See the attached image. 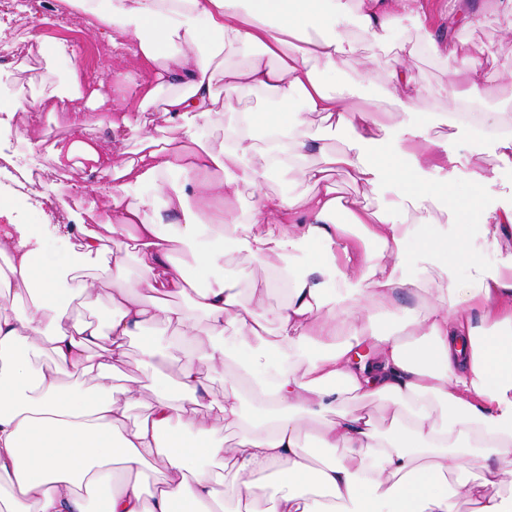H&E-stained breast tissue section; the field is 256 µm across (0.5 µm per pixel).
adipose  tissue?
<instances>
[{
	"mask_svg": "<svg viewBox=\"0 0 512 512\" xmlns=\"http://www.w3.org/2000/svg\"><path fill=\"white\" fill-rule=\"evenodd\" d=\"M64 2L93 15L98 29L134 36L133 44L116 41L112 48L152 71L145 100L163 81L183 85L163 101L176 128L187 132L193 120L222 114L250 87L299 101L328 130L344 134L348 149L336 162L355 183L373 189L408 182L418 201L435 196V186L417 178L418 155L389 139L385 113L346 107L328 84L355 50L354 39L337 31L338 20H352L380 41L393 15L427 25L425 0H111L105 13L94 0ZM228 44L258 53L247 66L228 69L220 59ZM104 85L72 72L61 97L74 119L105 105ZM254 151L261 167L230 170V161ZM139 152L121 160L84 139L54 151L59 167L110 174L103 230L0 224V295L19 303L0 308V512H90L102 489L103 512H460L464 501L470 512H512V255L491 265L473 243L477 236L511 240L512 204L482 209L476 224L429 234L402 213L340 195L320 166L301 170L308 192L264 194L270 174L300 156L324 154L325 146L323 138L298 139L292 124L251 109L225 125L220 148L198 142L179 149L147 131ZM173 169L181 184L166 182ZM244 184L258 196L238 248L279 257L288 283L271 341L234 285L191 291L172 261L161 216L124 202L128 187L152 186L182 214L181 238L194 242L227 221L224 207ZM52 237L67 244L57 259L46 254ZM411 238L418 246L409 258L404 244ZM315 244L319 261L305 263ZM106 253L112 314L102 330L74 318L67 301L91 297L94 285L80 278V262ZM130 253L142 270L136 287L124 284ZM408 259L420 264L418 276H399ZM407 290L428 300L420 319L387 332L361 323V311L390 312ZM187 293L200 315L193 324L170 302ZM156 320L213 342L201 359L183 364L175 388L153 387L145 415L132 424L128 412L140 393L115 389L110 378L129 338ZM229 325L266 408L228 451L211 435L241 423L240 394L230 389L223 400L210 399L197 365L223 366ZM364 344L372 361L352 364L353 349ZM97 346L103 354L91 357ZM68 372L89 377L90 385L64 386ZM348 393L388 399L389 431L378 433L363 413L337 414L320 442L343 454L313 462L299 435L303 421L335 412ZM153 463L158 476L148 492L132 476ZM272 473L280 478L275 490L266 481ZM220 484L231 488L230 499L219 496Z\"/></svg>",
	"mask_w": 512,
	"mask_h": 512,
	"instance_id": "ef3b65f1",
	"label": "adipose tissue"
}]
</instances>
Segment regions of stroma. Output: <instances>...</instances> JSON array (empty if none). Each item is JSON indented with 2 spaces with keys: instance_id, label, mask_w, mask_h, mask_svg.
Instances as JSON below:
<instances>
[{
  "instance_id": "stroma-1",
  "label": "stroma",
  "mask_w": 512,
  "mask_h": 512,
  "mask_svg": "<svg viewBox=\"0 0 512 512\" xmlns=\"http://www.w3.org/2000/svg\"><path fill=\"white\" fill-rule=\"evenodd\" d=\"M466 5L475 13V21L468 26L454 25L448 19L452 0H428L437 35L481 47L483 53L479 62L465 57L450 60L433 55L426 45L427 35L419 29L416 20L401 17L394 22L385 44L359 42L352 60L331 81L337 91L356 85V95L347 100L351 108L376 103L392 111L387 60L404 57L416 79L412 92L416 110L394 116L391 137H404L417 123L419 113L433 112L439 119L427 140L415 146L416 152L435 156V163L423 166L419 176L440 188L425 209L414 212V220L422 224H444L450 220L471 224L482 207L512 203V158L499 157L492 138L484 133L483 123L484 118L490 117L500 126L512 129V8L506 7L503 0H466ZM60 13L59 0H44L39 23L31 31L39 56L31 61L13 57L12 49L19 35L10 24L0 25V159H16L18 168L37 167L44 174L40 183L23 189L13 172L0 166V206L10 211L17 224H86L91 214L101 211L106 203L105 173L66 171L56 164L52 155L55 143L72 140L76 133L67 113L45 111L39 99L50 89L65 87L71 70H79L89 81L109 74L113 104L128 112L133 120L132 125L120 129L111 128L103 121L90 124L83 136L95 141L102 151L120 159L133 157L146 127L157 135L176 139L177 143L185 141L182 131L173 129L167 122L161 102L149 106L143 102V89L152 84V74L142 68L136 58L114 54L91 25L68 24ZM61 43L72 47L73 55L56 54L55 49ZM475 67L480 70L483 99L475 105L473 114L463 116L461 123L449 122L448 98L453 91L461 89L464 76ZM24 96L31 99L27 111H15L16 100ZM244 107L281 114L297 113L301 135L325 136L329 150L334 153L345 147L341 136L326 133L318 116L299 112L296 102H276L248 89L232 101L226 115L196 120L194 135L211 146H220L230 113ZM449 150L459 156L462 165L485 170L488 180L480 192H472L464 177H449L444 167L445 153ZM334 178L343 193L358 194L370 208L391 206L403 210L410 206L405 190L399 186L389 185L379 191L360 188L352 184L341 169ZM452 198L459 204L453 215L448 212V201ZM254 202L252 188L242 187L230 224L213 227L206 237V245L220 254L214 265L201 266L192 245L175 241L171 249L174 263L194 287L205 288L220 280L236 282L242 299L261 314L268 331L272 332L276 329L273 313L288 299L285 288L273 284V274L282 262L273 255L261 262L251 261L237 252L231 241L234 225L248 222ZM84 274L95 284L94 301L87 304L74 300L70 311L106 326L111 315L110 271L105 262L95 261L85 265ZM157 336L168 337L171 341V358L160 367L161 378L165 381L177 378L187 349H202L209 343L208 337L201 334L184 339L177 330L160 322L146 325L130 338L126 359L115 373L113 385L147 384L148 379L139 364L141 350ZM245 361L243 348L237 347L223 366L202 369L201 375L211 398L219 400L225 390L238 389L244 416L257 419L263 408L245 375Z\"/></svg>"
}]
</instances>
